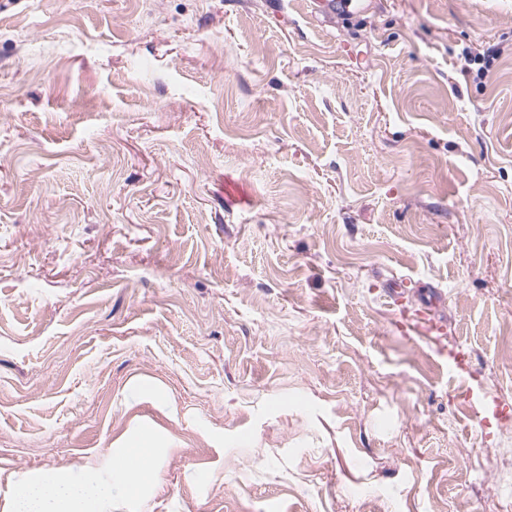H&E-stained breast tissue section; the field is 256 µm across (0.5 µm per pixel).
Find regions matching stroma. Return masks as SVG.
<instances>
[{"mask_svg":"<svg viewBox=\"0 0 512 512\" xmlns=\"http://www.w3.org/2000/svg\"><path fill=\"white\" fill-rule=\"evenodd\" d=\"M364 4L0 0V512H512V0ZM464 59L467 61L469 68H475L478 80L485 79L492 71L496 61L501 56V51L495 47H489L486 50L473 52L470 48H464L462 51ZM467 402L483 425L487 424L489 416L496 419L506 418L509 412L508 404H504L499 398L485 393L475 395L471 390H468ZM154 448L136 444L113 457L112 478L94 471L83 478L53 482L50 486L29 483L18 488L13 512H84L90 503L114 496L136 498L141 487L156 476Z\"/></svg>","mask_w":512,"mask_h":512,"instance_id":"1","label":"stroma"}]
</instances>
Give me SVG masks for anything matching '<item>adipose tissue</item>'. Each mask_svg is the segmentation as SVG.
Returning a JSON list of instances; mask_svg holds the SVG:
<instances>
[{
    "label": "adipose tissue",
    "mask_w": 512,
    "mask_h": 512,
    "mask_svg": "<svg viewBox=\"0 0 512 512\" xmlns=\"http://www.w3.org/2000/svg\"><path fill=\"white\" fill-rule=\"evenodd\" d=\"M154 456L153 448L135 445L114 457L111 478L91 472L48 486L22 485L17 490L13 512H84L89 504L116 496L136 498L142 486L155 475Z\"/></svg>",
    "instance_id": "obj_1"
}]
</instances>
